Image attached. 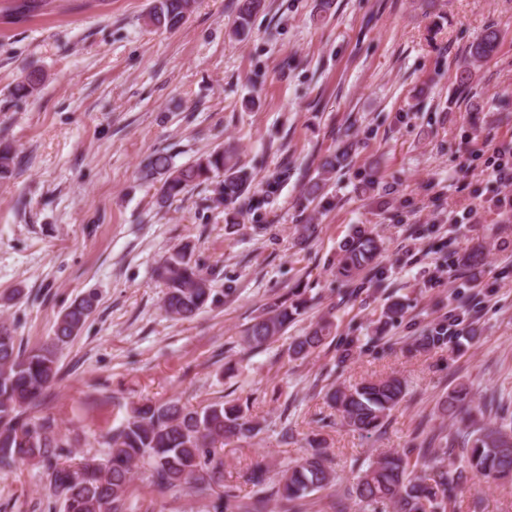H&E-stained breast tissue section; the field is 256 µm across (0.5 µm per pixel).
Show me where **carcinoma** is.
<instances>
[{"label": "carcinoma", "mask_w": 512, "mask_h": 512, "mask_svg": "<svg viewBox=\"0 0 512 512\" xmlns=\"http://www.w3.org/2000/svg\"><path fill=\"white\" fill-rule=\"evenodd\" d=\"M262 0H239L237 22L232 34L244 40L250 32L252 14ZM195 0H153L148 21L158 28L178 27L193 10ZM497 31L488 28L470 47L471 59L479 62L492 56ZM14 154L0 146V180L12 174ZM336 172V157L323 160L311 191L320 190ZM144 178L162 181L159 206L175 200L188 188L216 182L211 207L228 209L238 203L249 184L248 174L237 166L231 153L216 148L190 163L176 166L158 152L144 165ZM381 243L361 231L343 251L337 273L352 277L372 265ZM165 286L163 308L171 317L187 320L220 302L202 269L191 263L186 250H179L155 269ZM278 297L245 330L243 342L251 350L261 349L282 336L293 316L305 308L306 300ZM94 299L73 302L60 315L51 342L28 349L15 330L0 324V471L19 462L39 466L45 479L47 498L60 505V512H126V500L134 475L160 492H177L185 486L210 499L209 512H307L314 492L330 490L341 505L343 493L336 488L337 476L320 444L311 446L306 457L280 471L277 481L267 482V470L257 467L250 481L258 487L250 501H243L234 488L223 486L224 446L257 430V425L237 404L215 402L204 407L187 406L178 399L162 403L146 400L132 407L127 420L103 437L102 459L67 462L71 440L56 420L43 416L33 421L27 411L38 405L44 391L58 375L59 347L72 342L93 312ZM327 320L314 323L288 345V357L304 360L321 347L330 333ZM443 329L435 328L416 340L425 350L443 343ZM406 396V386L397 377L360 382L329 393V401L342 420L366 433L383 427ZM472 403L471 389L461 384L448 392L441 405L451 419L462 415ZM444 445L432 448L415 444L400 452L384 453L363 470L357 479V498L374 512H455L460 486L470 473L485 483L512 481V418L495 415L485 425L441 437ZM461 450L462 466L450 473L431 467V458ZM224 487L217 494L214 487Z\"/></svg>", "instance_id": "1"}]
</instances>
